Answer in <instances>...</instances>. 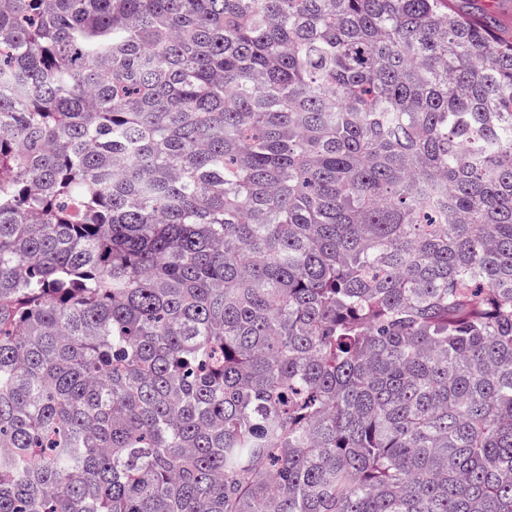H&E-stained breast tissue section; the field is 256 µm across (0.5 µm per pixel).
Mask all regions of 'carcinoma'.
Listing matches in <instances>:
<instances>
[{
    "label": "carcinoma",
    "mask_w": 512,
    "mask_h": 512,
    "mask_svg": "<svg viewBox=\"0 0 512 512\" xmlns=\"http://www.w3.org/2000/svg\"><path fill=\"white\" fill-rule=\"evenodd\" d=\"M0 512H512L489 9L0 0Z\"/></svg>",
    "instance_id": "cac0c4a2"
}]
</instances>
